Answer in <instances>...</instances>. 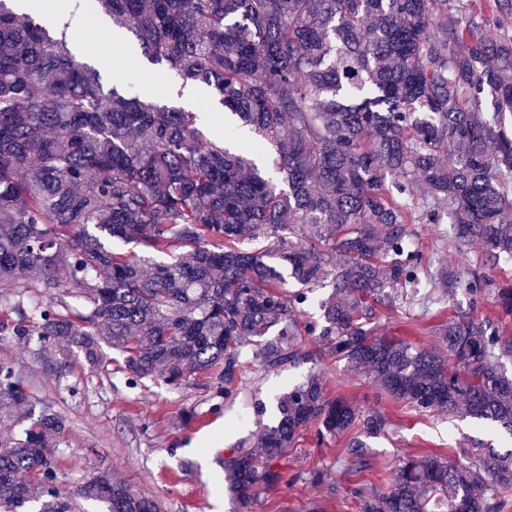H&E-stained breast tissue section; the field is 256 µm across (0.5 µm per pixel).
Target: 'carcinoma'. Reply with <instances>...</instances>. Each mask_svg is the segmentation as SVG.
I'll return each instance as SVG.
<instances>
[{"instance_id":"cac0c4a2","label":"carcinoma","mask_w":512,"mask_h":512,"mask_svg":"<svg viewBox=\"0 0 512 512\" xmlns=\"http://www.w3.org/2000/svg\"><path fill=\"white\" fill-rule=\"evenodd\" d=\"M96 2L149 64L213 89L231 133L208 137L198 112L106 88L67 30L0 0V281L66 289L31 317L0 318V336L71 337L92 362L104 341L139 377L179 386L214 371L226 395L243 348L278 369L313 357L299 338L318 336L323 354L392 397L512 435V336L499 326L443 324L446 358L373 329L388 289L418 280L413 212L450 224L459 251L478 244L512 258V134L502 127L512 0ZM113 240L132 250L114 251ZM175 248V261L144 267V255ZM327 278L321 322L301 321L307 291ZM68 297L81 304L75 316ZM33 406L13 364L0 362V418ZM276 411L260 452L224 458L245 507L278 479L270 464L303 429L341 434L359 416L328 400L315 374ZM58 427L45 406L0 438L1 508L73 512L46 435ZM478 456H408L362 512H500L512 449ZM76 495L109 512H162L107 471Z\"/></svg>"}]
</instances>
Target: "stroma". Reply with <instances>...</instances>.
Instances as JSON below:
<instances>
[{
	"label": "stroma",
	"instance_id": "35a3bbf8",
	"mask_svg": "<svg viewBox=\"0 0 512 512\" xmlns=\"http://www.w3.org/2000/svg\"><path fill=\"white\" fill-rule=\"evenodd\" d=\"M412 229L424 269L416 292L392 289L393 306H379V335L440 352V325L467 315L491 320L512 336V315L496 303L492 289L493 283L512 281V259L490 258L479 246L455 251L445 224L418 222ZM448 265L492 284L473 295L465 283L446 286L431 279V271ZM301 346L312 359L275 370L244 353L229 396L209 374L179 386L137 377L126 370L123 354L106 344L100 362L93 363L74 344L6 339L0 341V359L21 373L32 400L50 406L65 423L52 437L62 492H76L106 469L132 493L158 499L164 512H239L227 490L225 456L256 447L263 425L274 421L279 394L313 374L322 377L327 399L341 398L362 414L380 415L384 426L371 437L356 426L322 439L315 428L305 429L276 462L279 480L251 512H361L363 498L386 491L406 456L463 460L477 448H512V435L503 429L395 400L373 376L321 356L316 337H302ZM357 438L370 449V464L362 469L350 464L349 444ZM315 472L322 475L317 484L310 480Z\"/></svg>",
	"mask_w": 512,
	"mask_h": 512
}]
</instances>
